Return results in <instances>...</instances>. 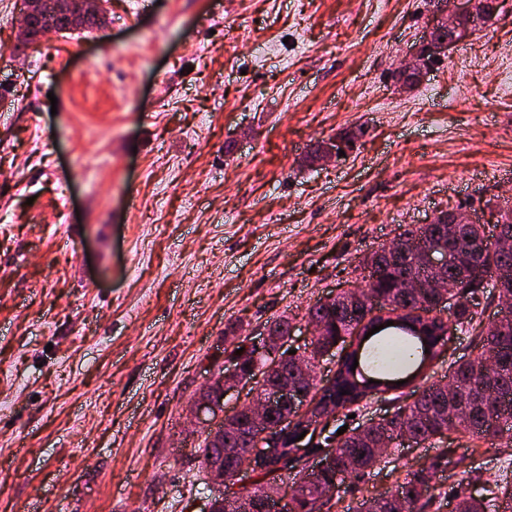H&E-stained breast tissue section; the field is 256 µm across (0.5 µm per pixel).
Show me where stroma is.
<instances>
[{"label": "stroma", "mask_w": 512, "mask_h": 512, "mask_svg": "<svg viewBox=\"0 0 512 512\" xmlns=\"http://www.w3.org/2000/svg\"><path fill=\"white\" fill-rule=\"evenodd\" d=\"M16 50L0 0V512H204L189 409L243 338L307 310L409 224L512 194V0L406 96L429 0H111ZM357 134L327 165L318 142ZM456 455L512 486V445ZM441 444L392 449L335 512Z\"/></svg>", "instance_id": "stroma-1"}]
</instances>
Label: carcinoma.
Returning <instances> with one entry per match:
<instances>
[{
  "instance_id": "obj_1",
  "label": "carcinoma",
  "mask_w": 512,
  "mask_h": 512,
  "mask_svg": "<svg viewBox=\"0 0 512 512\" xmlns=\"http://www.w3.org/2000/svg\"><path fill=\"white\" fill-rule=\"evenodd\" d=\"M106 14L78 18L62 27L61 34L75 31L90 32L102 26ZM439 231L436 224L407 225L399 237L410 243L408 270L418 276L428 272L429 258L424 244ZM495 265L512 282V249L496 246L481 254H466L456 246H448V304L454 306V319L437 320L431 316L441 297L426 295L422 288H406L402 273L391 266L383 247L363 258L367 274L352 282L337 300L338 310L331 319L333 326L324 336L315 337L307 345L310 367L317 368L326 360L324 354L340 343L348 351L336 361L334 381L322 386L315 381L309 389L312 408L297 421L291 438L298 436L303 423H310L334 410H348L371 396L389 391L393 418L382 421L362 435L346 434L324 455L327 466L302 498L293 496L304 480V469L297 471L280 464L281 459L299 448H268L251 455L253 430L233 421L224 432V442L241 450L238 461L254 463L262 478L247 494L256 512H269L270 502L288 499V512H333L341 500V488L336 484L339 475L359 478L365 472L387 463L388 449L401 440L417 444L441 443V455L430 464L413 472L387 495L362 503L364 512H428L440 510L434 494L438 471L449 463L454 449L446 446L448 435L459 429L470 437L487 441L504 435L512 441V314L502 315L494 322L483 324L479 311L484 283L476 270ZM376 293L378 303L386 308L377 314L373 305L361 302L360 297ZM392 325H387V322ZM379 332L368 335L375 326ZM464 330L474 335L481 349L479 357L449 364L443 375L447 383L434 380L419 390H413L411 403H403L406 388L413 383L416 371L440 358L446 351L451 332ZM492 355L497 368L487 369L484 359ZM358 366H353V362ZM403 385H398L399 381ZM348 394H340L341 390ZM215 444L205 440L198 449L200 469L220 460ZM456 512H487V504L471 496L457 497Z\"/></svg>"
}]
</instances>
